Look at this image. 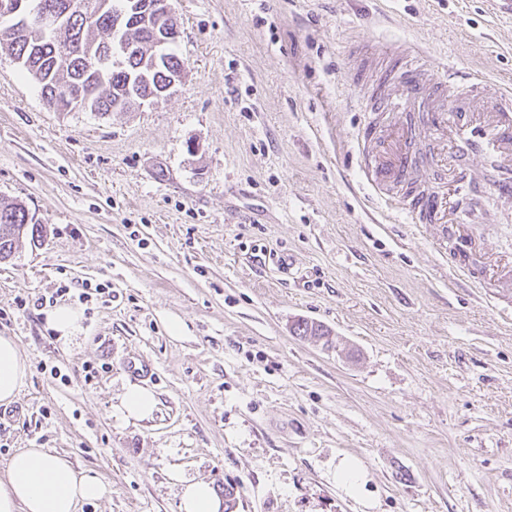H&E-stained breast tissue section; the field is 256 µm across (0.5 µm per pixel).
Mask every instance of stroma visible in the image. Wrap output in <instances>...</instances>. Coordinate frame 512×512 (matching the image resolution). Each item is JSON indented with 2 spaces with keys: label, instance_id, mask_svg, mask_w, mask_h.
Returning <instances> with one entry per match:
<instances>
[{
  "label": "stroma",
  "instance_id": "stroma-1",
  "mask_svg": "<svg viewBox=\"0 0 512 512\" xmlns=\"http://www.w3.org/2000/svg\"><path fill=\"white\" fill-rule=\"evenodd\" d=\"M169 3L182 80L129 112L53 111L0 49V201L42 227L0 263L29 364L0 468L39 446L96 472L111 492L78 512H181L175 466L234 512H512V204L476 187L478 218L407 223L354 150L367 56L416 42L512 85V22L493 0ZM67 281L89 292L58 296L81 313L64 345L17 301ZM133 356L144 422L116 410ZM336 480L350 493H357L361 480L360 467L354 461H344L336 471Z\"/></svg>",
  "mask_w": 512,
  "mask_h": 512
}]
</instances>
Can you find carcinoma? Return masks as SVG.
<instances>
[{
	"label": "carcinoma",
	"mask_w": 512,
	"mask_h": 512,
	"mask_svg": "<svg viewBox=\"0 0 512 512\" xmlns=\"http://www.w3.org/2000/svg\"><path fill=\"white\" fill-rule=\"evenodd\" d=\"M36 14L64 16L65 39L70 43V59L65 68L54 66L59 54L57 37L41 28L11 39L0 36V48H6L25 72L40 86L46 103L63 105L68 94L98 87L91 105L101 115L109 113L118 100H126L127 88L141 72L148 80L140 81L136 94L142 98L154 95L167 86L168 80L182 72V62L172 53H165L162 64L153 67L154 48L163 41L169 46L178 36L177 18L162 22L154 17L140 18L132 25L113 30L112 12L121 0H95L93 11L99 15L88 21V11H79L72 4L79 0H26ZM38 236L39 225L32 223L29 211L22 203L0 202V262L11 259L15 245L25 233ZM293 334L320 340L329 336L323 325L302 320L295 324Z\"/></svg>",
	"instance_id": "1"
}]
</instances>
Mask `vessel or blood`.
<instances>
[{"instance_id": "obj_1", "label": "vessel or blood", "mask_w": 512, "mask_h": 512, "mask_svg": "<svg viewBox=\"0 0 512 512\" xmlns=\"http://www.w3.org/2000/svg\"><path fill=\"white\" fill-rule=\"evenodd\" d=\"M371 89L360 104L370 116L402 112L399 137L383 128L359 130L355 142L366 183L388 209L411 224H454L461 187L472 182L471 163L480 159L495 176L490 194L512 200V88L488 76L440 78L411 47L387 50L371 72ZM436 142L433 164L452 170L447 189L421 181L412 145Z\"/></svg>"}]
</instances>
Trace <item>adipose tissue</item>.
Here are the masks:
<instances>
[{"label":"adipose tissue","mask_w":512,"mask_h":512,"mask_svg":"<svg viewBox=\"0 0 512 512\" xmlns=\"http://www.w3.org/2000/svg\"><path fill=\"white\" fill-rule=\"evenodd\" d=\"M27 371L28 360L16 342L0 336V402L17 397ZM170 477L181 486L183 512H220L222 504L208 483L186 478L179 470ZM107 493L98 476L43 448L18 449L0 471V512H76L79 503Z\"/></svg>","instance_id":"ef3b65f1"}]
</instances>
